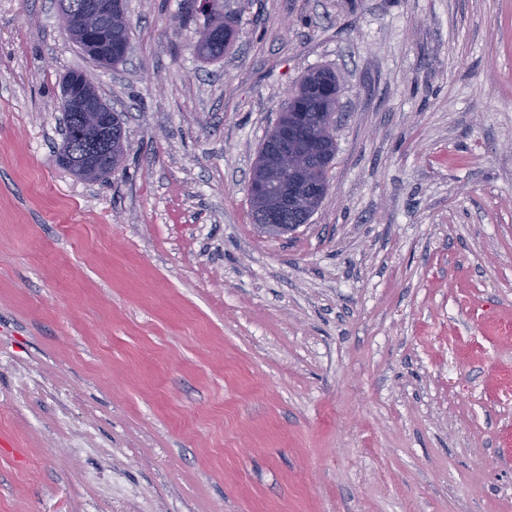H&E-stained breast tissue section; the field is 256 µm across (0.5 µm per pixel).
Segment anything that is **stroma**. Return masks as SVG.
I'll use <instances>...</instances> for the list:
<instances>
[{
    "label": "stroma",
    "mask_w": 512,
    "mask_h": 512,
    "mask_svg": "<svg viewBox=\"0 0 512 512\" xmlns=\"http://www.w3.org/2000/svg\"><path fill=\"white\" fill-rule=\"evenodd\" d=\"M126 0L112 67L0 0V512H512V0ZM330 190L254 223L308 70ZM122 118L58 166L62 77ZM234 19L231 16L218 17L209 20L200 39L195 44L194 52L197 57L205 60H214L222 57L224 51L229 46L231 38L234 33ZM206 28H213L215 31L220 32L221 40L218 44H211L206 35ZM224 32V37H223ZM219 35V37H220ZM325 81L330 83L333 86L338 84L336 79V75L329 69H318L315 71H311L307 73L305 76L301 78V80L296 85L294 91L288 97V101L283 112H306L302 115H292L297 118L302 124H307L311 127L312 131H317V133L322 130L319 129V121L317 119L318 113L321 112L325 108L329 106V101H326L321 108L318 107H308L304 109H300L296 107L297 102H300L304 98H306L311 92L312 88L315 86L317 82ZM339 85V84H338ZM261 163L251 174L249 191L253 203V215L256 202L253 198L270 202L258 213L257 226L275 235L294 231L303 224H283V216L288 213V202L292 207L315 204L329 191V185L323 181H308L288 188V194L281 192L271 196L273 184L281 170L288 168V120L279 122L275 138L263 143Z\"/></svg>",
    "instance_id": "1"
}]
</instances>
